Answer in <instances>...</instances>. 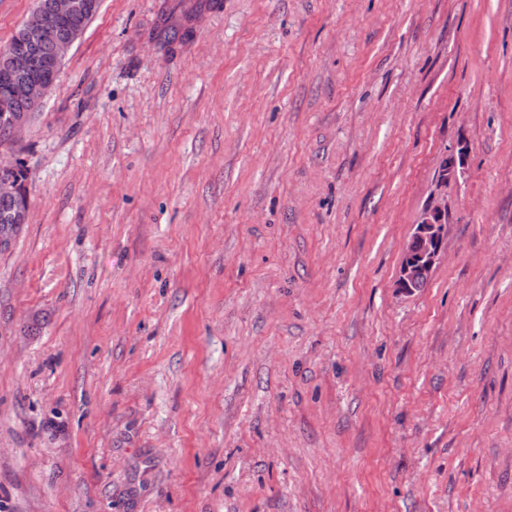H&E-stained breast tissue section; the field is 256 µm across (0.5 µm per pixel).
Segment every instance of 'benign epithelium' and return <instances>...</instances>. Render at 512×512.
Masks as SVG:
<instances>
[{
    "mask_svg": "<svg viewBox=\"0 0 512 512\" xmlns=\"http://www.w3.org/2000/svg\"><path fill=\"white\" fill-rule=\"evenodd\" d=\"M100 0H54L53 14H46L35 6L30 16L20 27L22 38L35 41L53 36L55 24L80 15L96 12ZM79 34L56 43L52 56L39 59L25 48L12 47L0 53V79L12 85L16 99L26 102L33 111L38 110L62 69L66 55L76 43ZM9 102L0 101V114L8 116L6 122L10 138L17 140L28 125L25 116H9ZM448 217V206L436 201L423 211L410 242L415 250L405 249L398 279V286L405 292L413 290L415 274L423 270L431 278L436 261L442 251L444 227Z\"/></svg>",
    "mask_w": 512,
    "mask_h": 512,
    "instance_id": "benign-epithelium-1",
    "label": "benign epithelium"
}]
</instances>
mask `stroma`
Instances as JSON below:
<instances>
[{
  "label": "stroma",
  "instance_id": "1",
  "mask_svg": "<svg viewBox=\"0 0 512 512\" xmlns=\"http://www.w3.org/2000/svg\"><path fill=\"white\" fill-rule=\"evenodd\" d=\"M0 160V512H512V0H103ZM23 166L20 164L17 170L1 171L0 170V197L5 199H18L25 193L24 188L15 181L23 180ZM0 198V225L1 224H14L19 228L21 224H26L27 218V203L22 204L15 200H5ZM448 217V206L445 203L432 202L423 211L415 232L411 236L401 261L398 286L405 292H411L415 274L422 269L425 277L418 274L415 280V287H423L430 280L436 261L442 251L444 240V227ZM414 243L416 248L410 251V244ZM422 288V287H421Z\"/></svg>",
  "mask_w": 512,
  "mask_h": 512
}]
</instances>
